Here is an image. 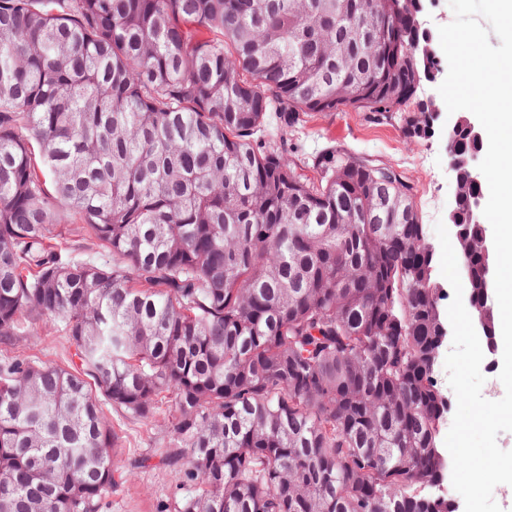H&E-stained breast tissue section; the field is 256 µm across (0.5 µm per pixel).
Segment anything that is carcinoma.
Returning a JSON list of instances; mask_svg holds the SVG:
<instances>
[{
	"instance_id": "1",
	"label": "carcinoma",
	"mask_w": 512,
	"mask_h": 512,
	"mask_svg": "<svg viewBox=\"0 0 512 512\" xmlns=\"http://www.w3.org/2000/svg\"><path fill=\"white\" fill-rule=\"evenodd\" d=\"M402 4L0 0V343L61 316L79 360L0 361V512H99L101 401L166 393L161 463L199 486L173 512H449L412 187L254 138L342 108L427 136ZM475 149L463 115L450 150ZM54 196L112 262L63 245Z\"/></svg>"
}]
</instances>
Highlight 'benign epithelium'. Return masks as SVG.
Listing matches in <instances>:
<instances>
[{"instance_id":"obj_1","label":"benign epithelium","mask_w":512,"mask_h":512,"mask_svg":"<svg viewBox=\"0 0 512 512\" xmlns=\"http://www.w3.org/2000/svg\"><path fill=\"white\" fill-rule=\"evenodd\" d=\"M426 0H405L411 19L417 20V28L422 30V40L416 42V48L424 61L433 62L437 72H442L441 61L437 55L430 31L426 28L425 20ZM480 152L475 150L467 156L455 153L449 154L450 166L455 172L456 180V208L449 214V221L454 228V238L459 242L460 248L465 252L472 251V246L466 238L462 225L458 224L457 215L460 213L459 205H465L466 214L471 224H484L486 218L483 215L485 197L482 193L474 191V188L484 184L485 178L478 169ZM480 262V272L483 278V288L480 293L468 292L467 304L473 325L479 335L488 337V352H496V343L491 336L494 335L490 327V319L493 311L494 275L495 264L492 256L495 253L494 244L490 237H484V244L477 249Z\"/></svg>"}]
</instances>
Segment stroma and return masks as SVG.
Wrapping results in <instances>:
<instances>
[{"label": "stroma", "instance_id": "stroma-1", "mask_svg": "<svg viewBox=\"0 0 512 512\" xmlns=\"http://www.w3.org/2000/svg\"><path fill=\"white\" fill-rule=\"evenodd\" d=\"M448 122V114H441L427 137L411 138L396 121H377L371 113L346 108L308 113L293 129L268 128L264 140L279 148L301 173L316 153L330 146L393 167L412 186L413 203L427 240L436 250L440 243L435 225L447 220L456 200L455 176L448 160ZM14 357L67 367L75 359V350L63 320L49 317L26 327L17 345H0V361ZM107 414L119 446L113 459L115 482L102 497L99 512H163L176 500L194 494V487L183 484L176 472L161 463L172 438L171 404H163L147 418L113 407Z\"/></svg>", "mask_w": 512, "mask_h": 512}]
</instances>
